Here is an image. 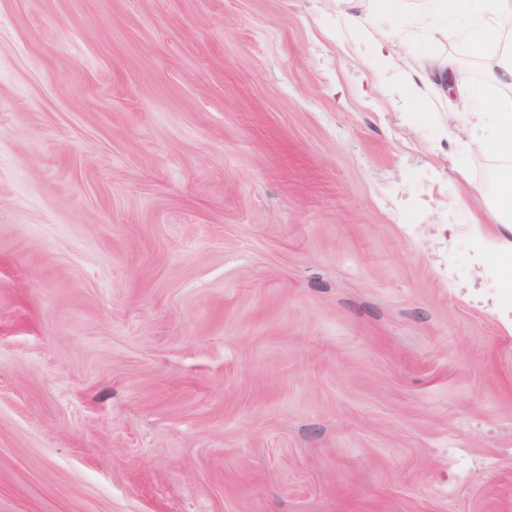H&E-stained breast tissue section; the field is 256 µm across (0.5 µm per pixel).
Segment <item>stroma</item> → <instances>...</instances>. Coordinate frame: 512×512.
Wrapping results in <instances>:
<instances>
[{"label":"stroma","mask_w":512,"mask_h":512,"mask_svg":"<svg viewBox=\"0 0 512 512\" xmlns=\"http://www.w3.org/2000/svg\"><path fill=\"white\" fill-rule=\"evenodd\" d=\"M431 0H0V512H512L498 163ZM450 67L451 63L448 57L438 56L430 60L427 72L423 76H419L418 81L412 75H408V79L415 88V97L418 103H422L428 98L429 88L434 85L436 79L441 81L442 78L448 75Z\"/></svg>","instance_id":"stroma-1"}]
</instances>
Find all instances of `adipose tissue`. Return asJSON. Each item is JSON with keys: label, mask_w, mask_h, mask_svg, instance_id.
<instances>
[{"label": "adipose tissue", "mask_w": 512, "mask_h": 512, "mask_svg": "<svg viewBox=\"0 0 512 512\" xmlns=\"http://www.w3.org/2000/svg\"><path fill=\"white\" fill-rule=\"evenodd\" d=\"M435 7L447 18L470 17L465 50L490 53L487 76L495 102L489 111L469 112L464 131L470 145L490 151L501 165L494 202L498 230L485 232L478 219L472 229L482 259L494 262L501 295L512 297V0H435Z\"/></svg>", "instance_id": "ef3b65f1"}]
</instances>
